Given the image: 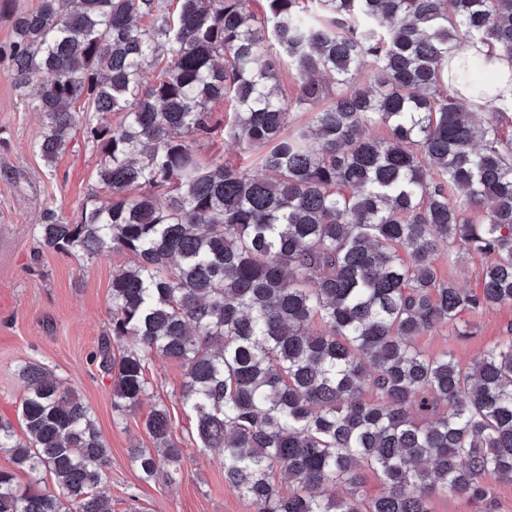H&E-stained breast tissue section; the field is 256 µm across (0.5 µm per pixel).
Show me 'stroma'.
<instances>
[{
    "label": "stroma",
    "mask_w": 512,
    "mask_h": 512,
    "mask_svg": "<svg viewBox=\"0 0 512 512\" xmlns=\"http://www.w3.org/2000/svg\"><path fill=\"white\" fill-rule=\"evenodd\" d=\"M41 118L14 86L7 61H0V417L17 421L25 385L21 364L40 363L92 408L111 450L108 470L112 512H255L254 505L224 481L220 456L200 452L193 422L180 401L184 369L160 356L149 361L148 399L127 414L112 407V382L101 375L92 355L108 330L112 274L128 262L112 253L89 258L39 248L36 226L47 208L74 216L89 196L101 194L96 180L99 154L83 140L73 141L46 167L30 143ZM474 334L461 343L442 327L415 340L429 355L454 352L469 363L512 325V307L488 310L472 320ZM167 407L172 431L184 450L177 483L164 478L145 482L132 466L129 451L151 447L144 420L155 404ZM490 495L477 502L456 495L432 500V512H512V481L487 477Z\"/></svg>",
    "instance_id": "obj_1"
}]
</instances>
